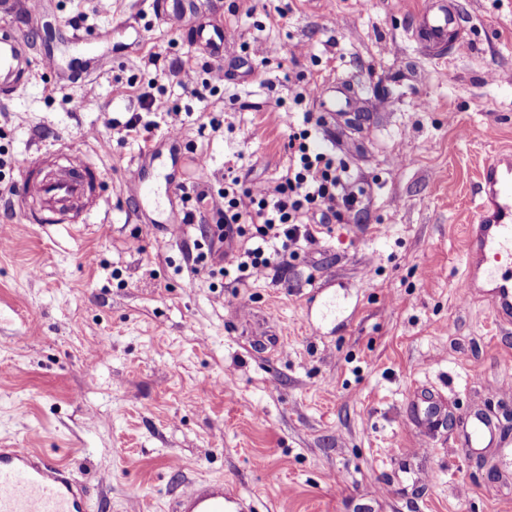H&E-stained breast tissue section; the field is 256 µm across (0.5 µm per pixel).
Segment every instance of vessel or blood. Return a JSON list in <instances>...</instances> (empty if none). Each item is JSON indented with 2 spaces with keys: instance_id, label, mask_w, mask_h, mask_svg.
<instances>
[{
  "instance_id": "b4317fda",
  "label": "vessel or blood",
  "mask_w": 512,
  "mask_h": 512,
  "mask_svg": "<svg viewBox=\"0 0 512 512\" xmlns=\"http://www.w3.org/2000/svg\"><path fill=\"white\" fill-rule=\"evenodd\" d=\"M455 8L441 9L426 21V40L446 42L457 30ZM56 70L49 52L34 60L30 45L16 30L0 29V94L25 88L35 64ZM100 170L89 162L52 177L27 175L18 185L15 202L25 203L34 224H74L77 211L100 206L96 186ZM479 221L470 225L465 265L468 280H481L498 319L512 317V157L489 160L480 176ZM470 448L492 445L496 433L491 421L475 416L463 431ZM243 501L226 491L223 482H194L178 492L171 512H241ZM0 512H90L87 492L68 466L31 448H0Z\"/></svg>"
}]
</instances>
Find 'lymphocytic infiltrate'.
<instances>
[{
  "mask_svg": "<svg viewBox=\"0 0 512 512\" xmlns=\"http://www.w3.org/2000/svg\"><path fill=\"white\" fill-rule=\"evenodd\" d=\"M312 113L302 115V124L290 127L289 165L276 185L246 183L237 169L227 168L217 193L223 207L221 223L206 251L197 253L194 263L210 275L224 273L223 244L249 237L250 247L235 257L238 269L260 276L272 265H287L301 244H312L341 210L358 203L360 195L349 179L344 161L329 152L311 151ZM317 211L320 221L304 222L303 216Z\"/></svg>",
  "mask_w": 512,
  "mask_h": 512,
  "instance_id": "1",
  "label": "lymphocytic infiltrate"
}]
</instances>
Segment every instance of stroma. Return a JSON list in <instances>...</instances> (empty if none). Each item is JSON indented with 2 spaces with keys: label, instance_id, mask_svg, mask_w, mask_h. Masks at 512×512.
<instances>
[{
  "label": "stroma",
  "instance_id": "1",
  "mask_svg": "<svg viewBox=\"0 0 512 512\" xmlns=\"http://www.w3.org/2000/svg\"><path fill=\"white\" fill-rule=\"evenodd\" d=\"M450 2L459 53L417 41L431 0H199L175 24L151 0H41L59 32L85 15L94 41L56 40L58 69L0 98V444L69 466L95 512H169L183 485L213 480L251 512H512V455L454 442L478 412L512 438V323L464 263L479 171L512 153V0ZM203 17L224 28L226 78L201 102L174 72L208 64ZM258 39L277 47L263 65ZM153 77L141 144L109 122ZM309 83L346 86L361 126L296 103ZM84 96L93 107L73 108ZM300 111L324 117L315 145L346 162L361 204L259 279L194 272L220 200L177 223L183 187L228 166L277 182ZM62 143L101 168L103 205L29 223L8 188ZM148 145L142 204L128 183ZM418 395L447 401L436 438L408 418Z\"/></svg>",
  "mask_w": 512,
  "mask_h": 512
}]
</instances>
